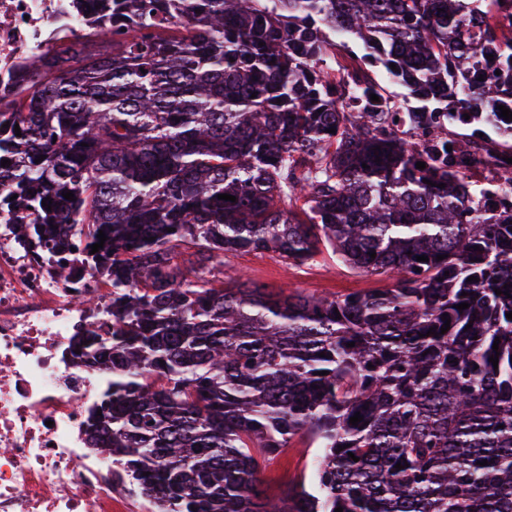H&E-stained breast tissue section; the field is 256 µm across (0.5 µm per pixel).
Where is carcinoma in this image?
<instances>
[{
	"label": "carcinoma",
	"instance_id": "carcinoma-1",
	"mask_svg": "<svg viewBox=\"0 0 512 512\" xmlns=\"http://www.w3.org/2000/svg\"><path fill=\"white\" fill-rule=\"evenodd\" d=\"M106 2L111 43L18 66L0 196L49 233L107 237L85 260L112 287V335L74 348L110 375L88 436L117 480L157 512H512V297L495 293L512 294V201L481 212L464 157L425 158L339 97L381 95L373 58L418 113L490 121L512 98L502 0ZM341 31L361 55L329 70ZM189 249L330 251L390 286H217L185 274ZM297 438L320 449L312 487L276 502L259 459Z\"/></svg>",
	"mask_w": 512,
	"mask_h": 512
}]
</instances>
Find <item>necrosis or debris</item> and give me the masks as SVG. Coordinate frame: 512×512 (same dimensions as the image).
Listing matches in <instances>:
<instances>
[{
	"label": "necrosis or debris",
	"mask_w": 512,
	"mask_h": 512,
	"mask_svg": "<svg viewBox=\"0 0 512 512\" xmlns=\"http://www.w3.org/2000/svg\"><path fill=\"white\" fill-rule=\"evenodd\" d=\"M98 13L94 0H0V81L55 28L82 41ZM25 220L0 207V512H116L112 455L86 433L107 377L72 349L88 328L111 331L112 290L89 274L83 240L22 241Z\"/></svg>",
	"instance_id": "1"
}]
</instances>
